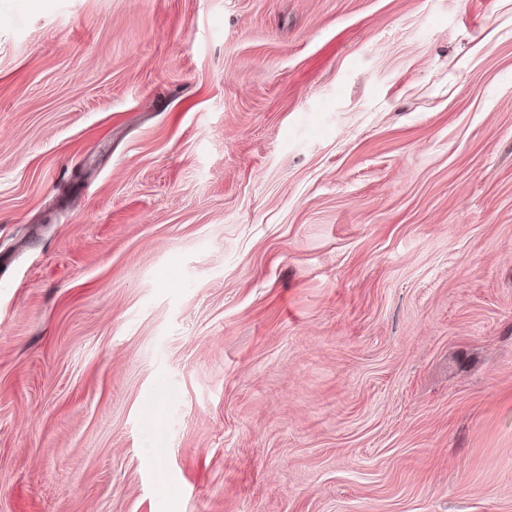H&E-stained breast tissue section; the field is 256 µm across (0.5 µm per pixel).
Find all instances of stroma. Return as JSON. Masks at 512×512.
Instances as JSON below:
<instances>
[{"label":"stroma","instance_id":"35a3bbf8","mask_svg":"<svg viewBox=\"0 0 512 512\" xmlns=\"http://www.w3.org/2000/svg\"><path fill=\"white\" fill-rule=\"evenodd\" d=\"M0 512H512V0H0Z\"/></svg>","mask_w":512,"mask_h":512}]
</instances>
